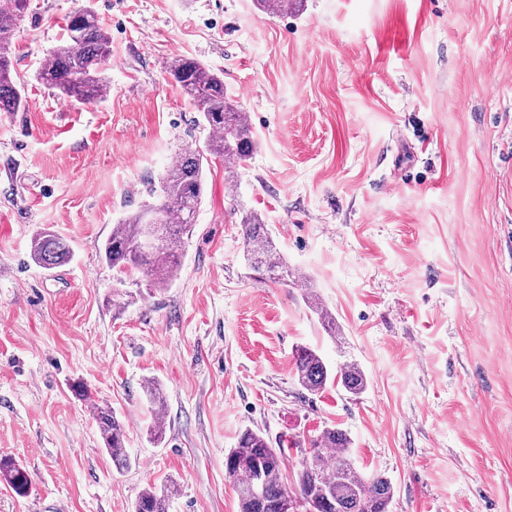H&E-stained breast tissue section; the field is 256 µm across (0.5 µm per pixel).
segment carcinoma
<instances>
[{"label":"carcinoma","instance_id":"1","mask_svg":"<svg viewBox=\"0 0 512 512\" xmlns=\"http://www.w3.org/2000/svg\"><path fill=\"white\" fill-rule=\"evenodd\" d=\"M296 0H256L263 12L286 14ZM30 0H0V111L15 112L23 106L21 83L17 82L9 59L10 39L17 22L28 10ZM111 55V41L96 15L77 10L68 21L48 65L37 79L48 89L82 104L99 100L107 83L101 75ZM170 75L202 114L212 131L206 151L187 147L167 167L161 178L162 200L126 216L112 230L103 256L107 264L127 273L138 270L151 277L158 288L167 286L181 264L179 247L190 233L203 196V168L211 158L229 162L247 160L256 147L255 135L238 103L224 89V80L203 63L183 56L172 64ZM161 215L159 246L149 252L138 250L147 235L150 212ZM241 231L250 268L261 276L286 283L297 276L276 247L261 214L246 213ZM33 259L46 269L67 263L71 250L67 242L48 230L39 232L31 243ZM295 378L299 386L319 393L336 384L352 395L364 392L367 379L353 363L331 367L309 346L293 352ZM105 451L112 463L123 468L130 463L125 448L124 423L108 406H95L94 413ZM351 440L337 427H328L310 440L296 489L281 480L285 453L274 448L260 433L246 429L237 446L224 454L225 474L236 489L240 512H288L289 498L302 503L304 512H388L393 487L381 474L365 476L350 458ZM0 474L20 493L29 486L27 473L10 459L0 458ZM170 487L148 486L138 496L134 512H168Z\"/></svg>","mask_w":512,"mask_h":512}]
</instances>
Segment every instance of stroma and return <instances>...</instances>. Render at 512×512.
I'll return each instance as SVG.
<instances>
[{
	"instance_id": "obj_1",
	"label": "stroma",
	"mask_w": 512,
	"mask_h": 512,
	"mask_svg": "<svg viewBox=\"0 0 512 512\" xmlns=\"http://www.w3.org/2000/svg\"><path fill=\"white\" fill-rule=\"evenodd\" d=\"M83 7L112 42L92 104L36 79ZM10 53L26 109L0 112V457L30 484L21 496L0 477V512H133L169 484L171 512H239L224 453L243 430L284 449L290 483L332 425L361 473L391 481L389 512H512V0H305L286 15L31 0ZM178 56L223 78L257 145L241 164L211 159L161 289L101 247L209 139L169 73ZM245 210L301 282L249 268ZM44 229L68 263L32 259ZM299 345L358 363L364 392L302 390ZM97 403L125 424V469L102 449Z\"/></svg>"
}]
</instances>
